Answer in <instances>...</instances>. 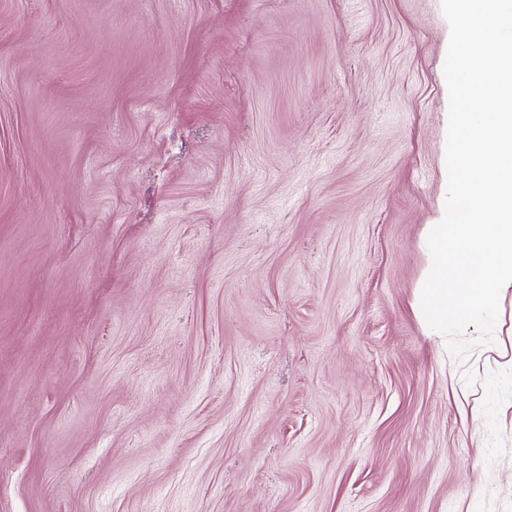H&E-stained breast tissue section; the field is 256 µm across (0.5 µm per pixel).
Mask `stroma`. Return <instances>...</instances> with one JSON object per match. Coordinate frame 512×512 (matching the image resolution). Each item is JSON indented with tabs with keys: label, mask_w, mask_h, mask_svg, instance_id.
Here are the masks:
<instances>
[{
	"label": "stroma",
	"mask_w": 512,
	"mask_h": 512,
	"mask_svg": "<svg viewBox=\"0 0 512 512\" xmlns=\"http://www.w3.org/2000/svg\"><path fill=\"white\" fill-rule=\"evenodd\" d=\"M441 0H0V512H512V368L412 307Z\"/></svg>",
	"instance_id": "1"
}]
</instances>
